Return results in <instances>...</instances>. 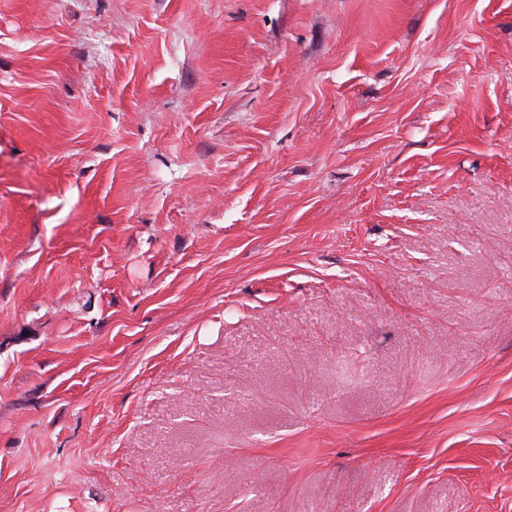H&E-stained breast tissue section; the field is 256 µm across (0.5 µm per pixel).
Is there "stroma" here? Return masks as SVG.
I'll list each match as a JSON object with an SVG mask.
<instances>
[{
  "mask_svg": "<svg viewBox=\"0 0 512 512\" xmlns=\"http://www.w3.org/2000/svg\"><path fill=\"white\" fill-rule=\"evenodd\" d=\"M0 512H512V0H0Z\"/></svg>",
  "mask_w": 512,
  "mask_h": 512,
  "instance_id": "1",
  "label": "stroma"
}]
</instances>
